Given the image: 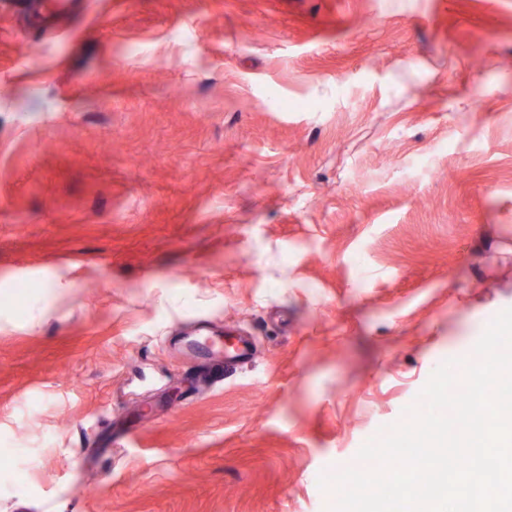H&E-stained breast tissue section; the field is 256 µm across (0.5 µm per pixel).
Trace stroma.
<instances>
[{
    "label": "stroma",
    "instance_id": "obj_1",
    "mask_svg": "<svg viewBox=\"0 0 512 512\" xmlns=\"http://www.w3.org/2000/svg\"><path fill=\"white\" fill-rule=\"evenodd\" d=\"M9 2L0 512H328L512 308V0ZM201 344V343H200ZM202 345V344H201ZM205 352L217 360L221 359V355L223 353V361L224 365L229 364V362H241L247 360L251 355V346L248 341L243 340L241 343L236 346L235 348L224 352L221 350L220 346L213 345V346H204Z\"/></svg>",
    "mask_w": 512,
    "mask_h": 512
}]
</instances>
